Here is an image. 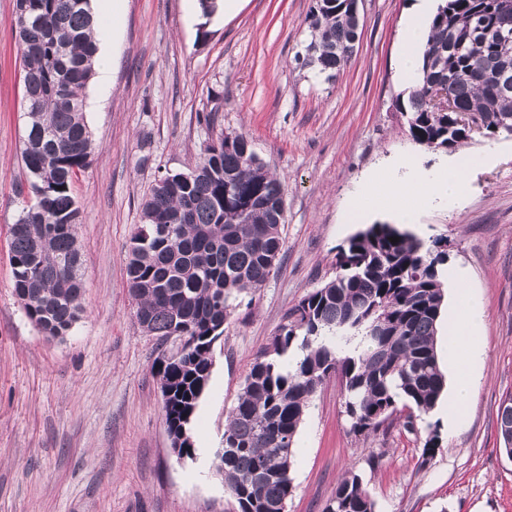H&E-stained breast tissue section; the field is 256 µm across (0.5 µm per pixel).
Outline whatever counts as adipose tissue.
<instances>
[{"instance_id": "obj_1", "label": "adipose tissue", "mask_w": 512, "mask_h": 512, "mask_svg": "<svg viewBox=\"0 0 512 512\" xmlns=\"http://www.w3.org/2000/svg\"><path fill=\"white\" fill-rule=\"evenodd\" d=\"M432 0H417L407 15L397 55L400 76L406 85H414L421 65L422 51L428 35L427 17ZM490 154H460L442 162L433 170L424 169L413 156L389 159L387 183L367 179L362 193L350 207L356 217H364L374 198L386 195L393 199V211L405 224L415 223L420 211L440 208L463 201L473 171L488 163ZM455 301L448 316V343L445 352L451 372L446 409L448 423L458 426L465 422L475 396L477 365L482 354L481 328L484 321L483 303L466 283L465 273L456 278Z\"/></svg>"}]
</instances>
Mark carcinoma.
Returning a JSON list of instances; mask_svg holds the SVG:
<instances>
[{"instance_id":"obj_1","label":"carcinoma","mask_w":512,"mask_h":512,"mask_svg":"<svg viewBox=\"0 0 512 512\" xmlns=\"http://www.w3.org/2000/svg\"><path fill=\"white\" fill-rule=\"evenodd\" d=\"M15 23L27 124L21 162L29 191L11 234L13 288L27 317L47 337L64 338L83 312L85 292L72 195L89 165L92 133L83 89L95 74L96 22L89 0H16ZM315 58L298 64L334 76L355 49L359 14L348 0H314L307 16ZM512 27L499 0H440L429 23L420 78L405 114L410 139L434 150L458 148L472 137L512 126ZM445 83L453 111L429 103ZM284 185L242 134L219 133L188 171L154 180L130 239L126 285L133 316L149 336L173 340L180 352L153 370L171 391L163 401L169 436L191 456V422L208 385L210 345L224 333L232 302L259 290L279 268L284 239ZM398 242L393 243L391 239ZM448 244L427 243L394 224H372L336 251V277L303 296L252 363L224 427L218 473L237 512H284L293 493V445L311 398L339 376L351 430L369 436L393 417L417 431L446 385L437 333L444 305L442 276ZM360 339L351 353L344 346ZM303 357L281 365L292 346ZM322 512H375L356 474L345 476Z\"/></svg>"}]
</instances>
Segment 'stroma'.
<instances>
[{"label": "stroma", "instance_id": "1", "mask_svg": "<svg viewBox=\"0 0 512 512\" xmlns=\"http://www.w3.org/2000/svg\"><path fill=\"white\" fill-rule=\"evenodd\" d=\"M414 0H361L358 48L335 79L295 60L310 41L314 0H242L232 13L191 0H104L96 16L111 79L84 99L93 147L72 194L85 279L84 311L64 339L46 338L15 295L10 228L23 199L25 125L15 0H0V512H233L212 464L246 373L292 306L336 275V250L356 232L347 205L366 176L408 154L425 168L442 150L415 144L396 107L407 95L396 54ZM216 122H209V113ZM245 135L285 185V240L275 276L240 297L213 344V367L192 433L171 450L152 366L163 351L133 317L125 258L154 179L198 161L212 135ZM493 157L464 202L422 212L415 234L448 241L445 308L466 270L484 304V366L466 423L443 407L364 438L342 405L338 378L313 396L294 446L287 512H322L340 477L358 474L376 512H512V459L498 408L512 396V135H474ZM441 443L422 457L426 428Z\"/></svg>", "mask_w": 512, "mask_h": 512}]
</instances>
